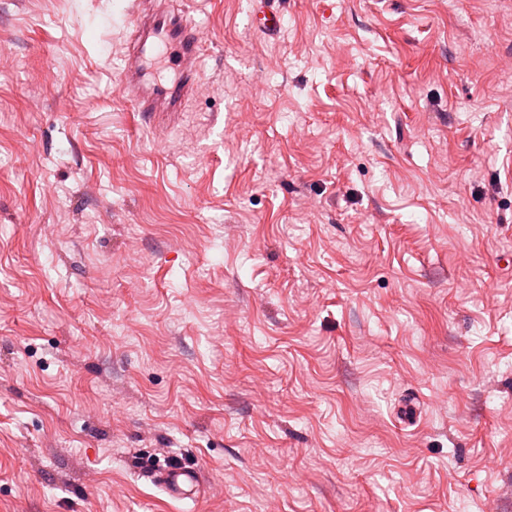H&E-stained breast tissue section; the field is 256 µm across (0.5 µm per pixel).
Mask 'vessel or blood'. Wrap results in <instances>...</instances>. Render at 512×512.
Instances as JSON below:
<instances>
[{"instance_id": "b4317fda", "label": "vessel or blood", "mask_w": 512, "mask_h": 512, "mask_svg": "<svg viewBox=\"0 0 512 512\" xmlns=\"http://www.w3.org/2000/svg\"><path fill=\"white\" fill-rule=\"evenodd\" d=\"M283 12L276 0H258L250 15L257 31L273 35L280 31ZM126 26L129 30L124 64L118 74L120 94L142 116L156 112H181L196 95V63L203 51L198 29L183 13L161 6L159 0H135ZM168 63L177 71L169 83L158 82L157 65ZM198 470L169 466L152 475L155 484L176 500L184 499L199 484Z\"/></svg>"}]
</instances>
